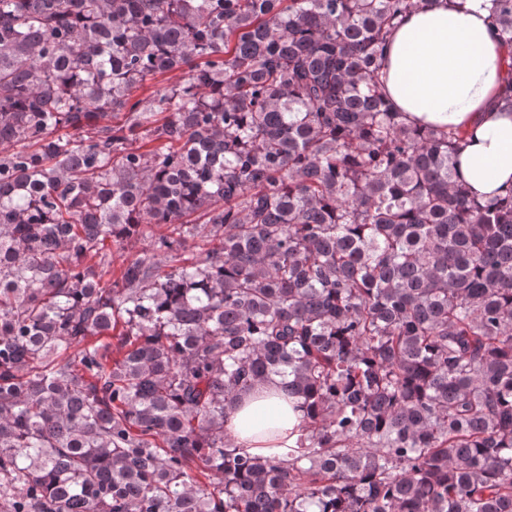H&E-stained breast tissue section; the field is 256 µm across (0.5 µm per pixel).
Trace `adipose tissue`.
I'll list each match as a JSON object with an SVG mask.
<instances>
[{"mask_svg": "<svg viewBox=\"0 0 512 512\" xmlns=\"http://www.w3.org/2000/svg\"><path fill=\"white\" fill-rule=\"evenodd\" d=\"M491 0H426L393 32L382 58L387 95L406 123L460 130L456 176L481 200L512 189V111L502 94L506 49L491 25ZM278 405L272 426L260 410ZM300 423L276 383L238 399L224 433L250 453L288 445Z\"/></svg>", "mask_w": 512, "mask_h": 512, "instance_id": "ef3b65f1", "label": "adipose tissue"}]
</instances>
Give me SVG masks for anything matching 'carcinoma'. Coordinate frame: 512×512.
Masks as SVG:
<instances>
[{"label": "carcinoma", "mask_w": 512, "mask_h": 512, "mask_svg": "<svg viewBox=\"0 0 512 512\" xmlns=\"http://www.w3.org/2000/svg\"><path fill=\"white\" fill-rule=\"evenodd\" d=\"M417 3L0 0V512H512V190L382 93ZM267 404L279 406L280 414L271 427L262 425L260 409ZM300 424V413L284 399L277 383L269 382L238 399L226 416L224 433L236 448L249 453H266L267 448H288V431Z\"/></svg>", "instance_id": "1"}]
</instances>
